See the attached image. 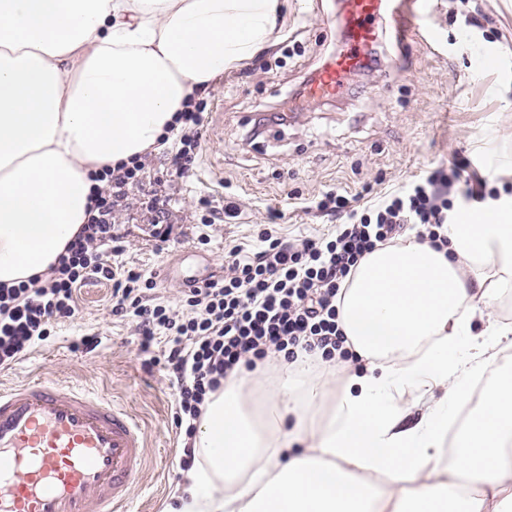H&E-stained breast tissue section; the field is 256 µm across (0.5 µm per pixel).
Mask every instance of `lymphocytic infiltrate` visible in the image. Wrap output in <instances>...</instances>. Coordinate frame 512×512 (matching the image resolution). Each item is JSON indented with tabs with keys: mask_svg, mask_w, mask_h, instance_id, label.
<instances>
[{
	"mask_svg": "<svg viewBox=\"0 0 512 512\" xmlns=\"http://www.w3.org/2000/svg\"><path fill=\"white\" fill-rule=\"evenodd\" d=\"M175 121L171 161L184 178L203 139L201 115L189 104ZM144 168L140 156L104 168L100 186L89 196V224L51 265L48 279L0 288V370L46 341L59 320L74 316L78 292L88 280L111 281V312L135 322L140 351L157 338L165 340L162 357L144 360L142 367L162 366L176 392L173 424L184 433L186 467L195 460L192 439L204 402L234 369L252 371L279 355L293 361L298 347L320 351L327 361L352 360L343 347L336 306L352 269L377 247L398 243L410 227L417 238L439 241L438 230L454 208L435 172L403 184L361 213L351 208L348 196L327 192L316 207L340 217L333 234L286 242L262 232L263 249L247 255L241 246L232 247L223 275L182 289L175 308L150 299L153 278L112 261L124 251L112 213Z\"/></svg>",
	"mask_w": 512,
	"mask_h": 512,
	"instance_id": "1",
	"label": "lymphocytic infiltrate"
}]
</instances>
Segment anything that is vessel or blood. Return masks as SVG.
I'll return each instance as SVG.
<instances>
[{"instance_id":"obj_1","label":"vessel or blood","mask_w":512,"mask_h":512,"mask_svg":"<svg viewBox=\"0 0 512 512\" xmlns=\"http://www.w3.org/2000/svg\"><path fill=\"white\" fill-rule=\"evenodd\" d=\"M385 20L396 42L417 27L402 0H342L332 23L349 47L327 63L313 95L335 96ZM146 436L127 406L83 385L36 380L0 387V512H126Z\"/></svg>"}]
</instances>
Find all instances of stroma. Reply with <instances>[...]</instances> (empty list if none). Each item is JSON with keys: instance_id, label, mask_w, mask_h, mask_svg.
I'll return each mask as SVG.
<instances>
[{"instance_id": "obj_1", "label": "stroma", "mask_w": 512, "mask_h": 512, "mask_svg": "<svg viewBox=\"0 0 512 512\" xmlns=\"http://www.w3.org/2000/svg\"><path fill=\"white\" fill-rule=\"evenodd\" d=\"M341 0H288L275 43L225 71L195 99L204 110V135L189 177L176 175L166 152L152 154L143 184L129 188L115 214L126 241L119 262L155 275L183 252L199 255L207 274L224 273V255L236 245L255 251L260 231L273 228L286 239L333 232L337 219L315 207L339 188L374 204L398 185L440 172L468 175L477 163L488 187L512 188V0H431L428 22L440 35L430 46L414 40L400 46L383 21L378 65L348 78L338 99L300 98L307 80L336 55L344 40L326 19ZM501 51L496 68L475 73L476 51ZM282 116L255 140V120ZM167 199L172 232L154 236L151 197ZM214 206L237 204L241 214L208 228L200 244L201 199ZM281 214L268 222L269 211ZM110 282L90 280L73 318L12 369L0 371V387L32 378L73 381L131 409L145 429L147 448L130 512H164L183 474L171 431L175 394L164 372H143L135 325L105 307ZM98 335L91 352L75 349L81 336Z\"/></svg>"}]
</instances>
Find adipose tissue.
Instances as JSON below:
<instances>
[{"mask_svg":"<svg viewBox=\"0 0 512 512\" xmlns=\"http://www.w3.org/2000/svg\"><path fill=\"white\" fill-rule=\"evenodd\" d=\"M283 0H0V286L48 272L89 220L104 166L161 150L178 112L274 42ZM448 244L366 255L337 297L346 347L382 364L264 400L232 373L205 403L166 512H512V324L477 306L512 285V200L462 211ZM472 266L465 276L463 266ZM488 382L480 395L472 383ZM442 395L416 423L396 391ZM477 400L454 452L448 410Z\"/></svg>","mask_w":512,"mask_h":512,"instance_id":"adipose-tissue-1","label":"adipose tissue"}]
</instances>
